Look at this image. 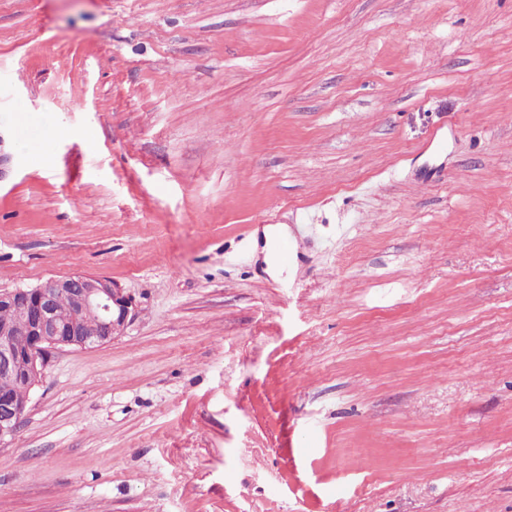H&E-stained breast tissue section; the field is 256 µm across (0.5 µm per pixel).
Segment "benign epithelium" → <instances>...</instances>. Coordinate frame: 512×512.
Here are the masks:
<instances>
[{
  "label": "benign epithelium",
  "mask_w": 512,
  "mask_h": 512,
  "mask_svg": "<svg viewBox=\"0 0 512 512\" xmlns=\"http://www.w3.org/2000/svg\"><path fill=\"white\" fill-rule=\"evenodd\" d=\"M65 301L73 317L62 322L57 316ZM0 308L22 317L0 327V380L12 383L13 391L0 392V446L15 440L26 416L29 397H20L40 381L50 350L100 346L122 334L132 317V301L112 280L75 273L50 278L30 288L0 289ZM94 315L98 328L87 334L82 316Z\"/></svg>",
  "instance_id": "7a95c632"
}]
</instances>
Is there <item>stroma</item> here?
Masks as SVG:
<instances>
[{"mask_svg": "<svg viewBox=\"0 0 512 512\" xmlns=\"http://www.w3.org/2000/svg\"><path fill=\"white\" fill-rule=\"evenodd\" d=\"M0 152V289L133 302L0 512H512V0H0Z\"/></svg>", "mask_w": 512, "mask_h": 512, "instance_id": "obj_1", "label": "stroma"}]
</instances>
